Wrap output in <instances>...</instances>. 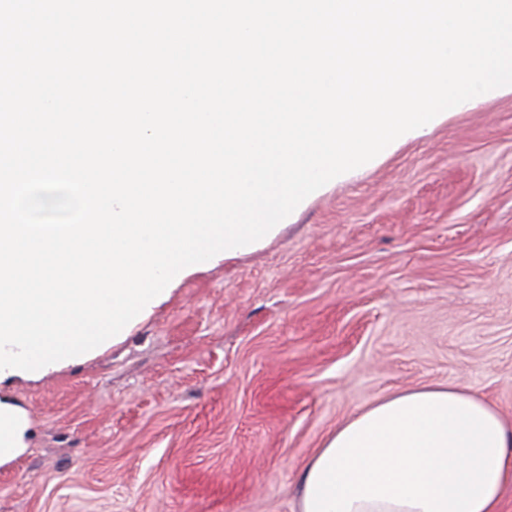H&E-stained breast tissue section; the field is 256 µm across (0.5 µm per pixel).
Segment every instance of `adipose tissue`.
I'll return each mask as SVG.
<instances>
[{
    "mask_svg": "<svg viewBox=\"0 0 512 512\" xmlns=\"http://www.w3.org/2000/svg\"><path fill=\"white\" fill-rule=\"evenodd\" d=\"M512 426L461 385L393 393L323 439L299 479V512H503Z\"/></svg>",
    "mask_w": 512,
    "mask_h": 512,
    "instance_id": "obj_1",
    "label": "adipose tissue"
}]
</instances>
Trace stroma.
<instances>
[{
  "label": "stroma",
  "mask_w": 512,
  "mask_h": 512,
  "mask_svg": "<svg viewBox=\"0 0 512 512\" xmlns=\"http://www.w3.org/2000/svg\"><path fill=\"white\" fill-rule=\"evenodd\" d=\"M467 386L512 420V92L196 269L121 343L15 395L0 512H298L325 436L385 395Z\"/></svg>",
  "instance_id": "stroma-1"
}]
</instances>
